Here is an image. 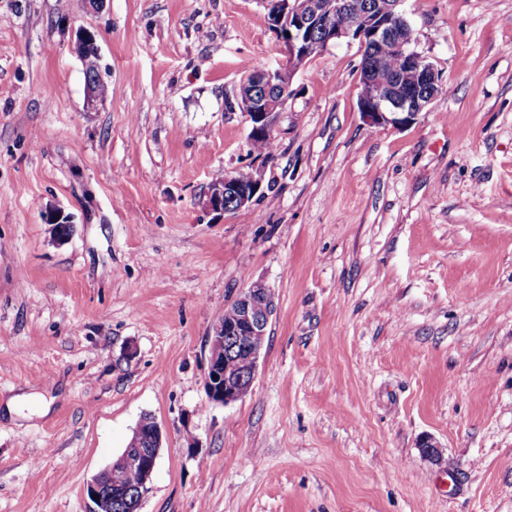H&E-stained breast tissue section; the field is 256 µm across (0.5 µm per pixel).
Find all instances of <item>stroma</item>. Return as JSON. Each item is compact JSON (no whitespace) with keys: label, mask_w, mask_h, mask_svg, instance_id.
<instances>
[{"label":"stroma","mask_w":512,"mask_h":512,"mask_svg":"<svg viewBox=\"0 0 512 512\" xmlns=\"http://www.w3.org/2000/svg\"><path fill=\"white\" fill-rule=\"evenodd\" d=\"M403 9L447 92L371 124L342 41L294 71L267 160L235 98L287 64L259 0H0V512H90L147 414L141 512H512V0ZM248 166L252 204L209 211ZM255 281L262 356L218 404L207 340ZM76 53L82 65L83 72L86 73V88L88 101L91 105L101 102L100 88L106 84L102 76V56L101 49L94 40V34L87 29H80L79 37L76 42ZM94 61L92 67H89L88 61ZM101 94L107 96L108 85L101 88Z\"/></svg>","instance_id":"stroma-1"}]
</instances>
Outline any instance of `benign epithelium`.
I'll return each instance as SVG.
<instances>
[{
    "instance_id": "7a95c632",
    "label": "benign epithelium",
    "mask_w": 512,
    "mask_h": 512,
    "mask_svg": "<svg viewBox=\"0 0 512 512\" xmlns=\"http://www.w3.org/2000/svg\"><path fill=\"white\" fill-rule=\"evenodd\" d=\"M404 0H376L379 15L384 20L373 30H367L365 13L354 6L352 0H275L274 17L277 22L288 21L289 36L279 38L288 57V66L274 70H261L252 80L239 85L237 104L248 117L251 134L271 135L277 115L285 108L290 94L294 70L307 60L345 39L360 40L365 47V37L376 40H394L395 49L408 54L413 37H395L392 18L404 14ZM338 10H348L352 22L346 28L331 26L330 16ZM76 53L87 73L88 101H101L100 88L105 84L102 76L101 49L94 34L82 29L76 42ZM377 66L366 70L364 81L372 88L370 100H363L359 107L373 124L403 126L426 110L440 94V81L434 66L421 72V84L431 87V94L421 95L412 87L400 84L385 85L378 81ZM262 187V178L253 177L248 184H241L228 177L214 180L209 188L207 206L221 215L250 205ZM45 223L55 227L57 239L63 240L71 231L70 217L59 210L46 213ZM235 319L226 324L219 319L212 327L209 341L236 338L238 350L228 356L219 350L208 349L205 384L209 398L220 404H230L245 396L251 389L257 364L265 345L269 319L275 309L274 295L262 282H253L243 289L234 302ZM162 430L151 417L142 418L134 429L125 451L111 465L95 474L87 484V495L92 498V512H113L117 506L132 508L142 505L151 491L152 477L161 448ZM122 470L128 481L112 486L107 478L112 471Z\"/></svg>"
}]
</instances>
